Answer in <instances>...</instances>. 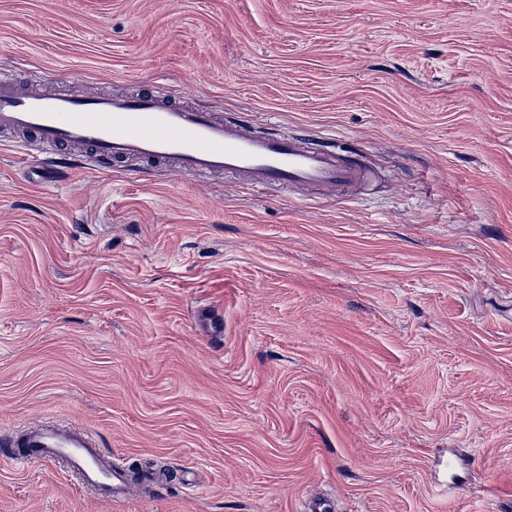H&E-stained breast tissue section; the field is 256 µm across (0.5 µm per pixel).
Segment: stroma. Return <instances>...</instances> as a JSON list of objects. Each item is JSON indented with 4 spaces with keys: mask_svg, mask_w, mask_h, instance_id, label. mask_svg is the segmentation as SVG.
Segmentation results:
<instances>
[{
    "mask_svg": "<svg viewBox=\"0 0 512 512\" xmlns=\"http://www.w3.org/2000/svg\"><path fill=\"white\" fill-rule=\"evenodd\" d=\"M0 74L358 151L357 196L171 166L48 183L0 136V512H512V0H0ZM1 446L11 448L2 449L3 454L20 466L62 460L86 488L111 500L124 497L132 481L128 472L112 464V453L106 455L97 439L82 427L57 429L35 424L15 440L2 441Z\"/></svg>",
    "mask_w": 512,
    "mask_h": 512,
    "instance_id": "35a3bbf8",
    "label": "stroma"
}]
</instances>
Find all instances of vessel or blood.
Returning a JSON list of instances; mask_svg holds the SVG:
<instances>
[{
	"mask_svg": "<svg viewBox=\"0 0 512 512\" xmlns=\"http://www.w3.org/2000/svg\"><path fill=\"white\" fill-rule=\"evenodd\" d=\"M18 131L28 156L55 153L64 145L90 151L93 167L113 163L175 162L201 179L221 172L261 190L272 185L314 191L324 199L360 187L372 177L363 158L311 146L276 130L256 132L247 121L200 106L171 102L163 87L131 95L74 94L67 85L47 91L0 81V129ZM7 457L16 464L64 461L84 486L103 497L125 496L130 476L113 465L97 439L84 428L33 425L12 440Z\"/></svg>",
	"mask_w": 512,
	"mask_h": 512,
	"instance_id": "1",
	"label": "vessel or blood"
}]
</instances>
